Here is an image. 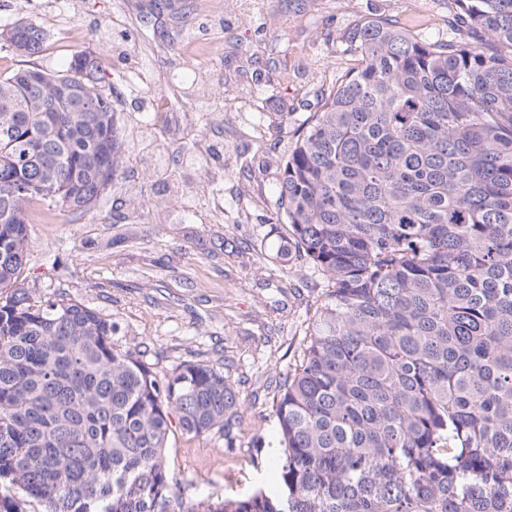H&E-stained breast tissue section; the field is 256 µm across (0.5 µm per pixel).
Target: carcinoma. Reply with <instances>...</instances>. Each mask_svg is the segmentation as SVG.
Listing matches in <instances>:
<instances>
[{
	"instance_id": "cac0c4a2",
	"label": "carcinoma",
	"mask_w": 512,
	"mask_h": 512,
	"mask_svg": "<svg viewBox=\"0 0 512 512\" xmlns=\"http://www.w3.org/2000/svg\"><path fill=\"white\" fill-rule=\"evenodd\" d=\"M488 45L389 20L346 36L358 65L288 151L263 259L327 280L273 400L278 488L186 498L164 448L230 440L219 367L159 374L112 320L15 283L31 214L82 221L125 167L100 57L50 73L47 30L0 39V512H512V0H455Z\"/></svg>"
}]
</instances>
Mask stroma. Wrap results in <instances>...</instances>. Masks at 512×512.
<instances>
[{
  "label": "stroma",
  "instance_id": "1",
  "mask_svg": "<svg viewBox=\"0 0 512 512\" xmlns=\"http://www.w3.org/2000/svg\"><path fill=\"white\" fill-rule=\"evenodd\" d=\"M192 16L213 22L179 25ZM20 18L48 31L49 72L83 50L101 57L129 159L83 223L59 210L29 225L18 287L98 310L114 341L147 345L158 370L220 367L238 385L242 422L229 441L172 438L170 481L215 499L273 490L276 383L299 362L326 289L301 262L260 255L287 233L275 220L282 163L323 90L352 67L350 27L388 19L470 41L454 0H0V25ZM116 31L132 38L129 62ZM161 148L189 206L147 160Z\"/></svg>",
  "mask_w": 512,
  "mask_h": 512
}]
</instances>
